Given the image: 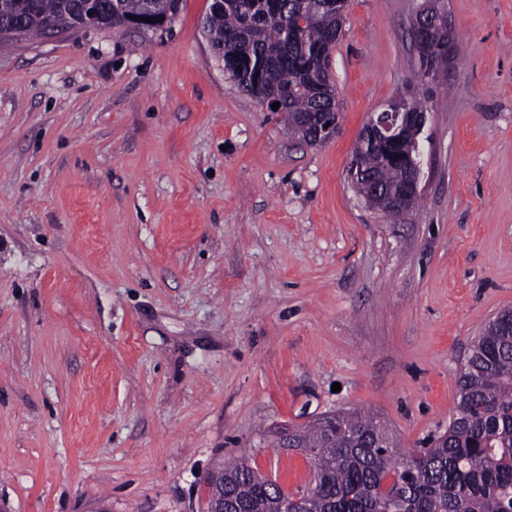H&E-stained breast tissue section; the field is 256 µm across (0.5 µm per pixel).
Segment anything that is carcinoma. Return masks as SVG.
I'll use <instances>...</instances> for the list:
<instances>
[{"mask_svg":"<svg viewBox=\"0 0 512 512\" xmlns=\"http://www.w3.org/2000/svg\"><path fill=\"white\" fill-rule=\"evenodd\" d=\"M78 0H0V24L22 27L27 36L66 31ZM320 0H224V10L203 18L208 43L233 68L229 80L254 99L261 79L286 89L280 113L288 130L303 112L319 109L315 86L330 58L310 66L314 53L339 41L343 21L319 6ZM138 16L144 0H99V28H113V5ZM313 21L292 34L295 18ZM448 44V0L429 24L427 47L419 55L421 75L447 78L438 61ZM360 169L351 178L355 195L381 210L396 195L404 169L386 163L371 144L353 149ZM448 430L427 446L401 449L396 436L357 409L327 414L295 428L296 448L315 452L320 464L314 486L295 493L292 512H512V309L498 313L473 342L458 379ZM224 481L207 484V497H224V512H282L278 483L263 476L246 457L220 462Z\"/></svg>","mask_w":512,"mask_h":512,"instance_id":"carcinoma-1","label":"carcinoma"}]
</instances>
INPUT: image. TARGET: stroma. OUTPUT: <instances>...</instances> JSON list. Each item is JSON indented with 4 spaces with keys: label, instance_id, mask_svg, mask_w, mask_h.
<instances>
[{
    "label": "stroma",
    "instance_id": "stroma-1",
    "mask_svg": "<svg viewBox=\"0 0 512 512\" xmlns=\"http://www.w3.org/2000/svg\"><path fill=\"white\" fill-rule=\"evenodd\" d=\"M422 0H350L340 133L312 147L225 78L184 0L154 34L0 46V507L206 512L216 460L288 491L273 432L373 414L443 433L474 337L512 307V0H448L446 84L419 78ZM430 112L418 206L347 180L370 113ZM340 391H333V383Z\"/></svg>",
    "mask_w": 512,
    "mask_h": 512
}]
</instances>
